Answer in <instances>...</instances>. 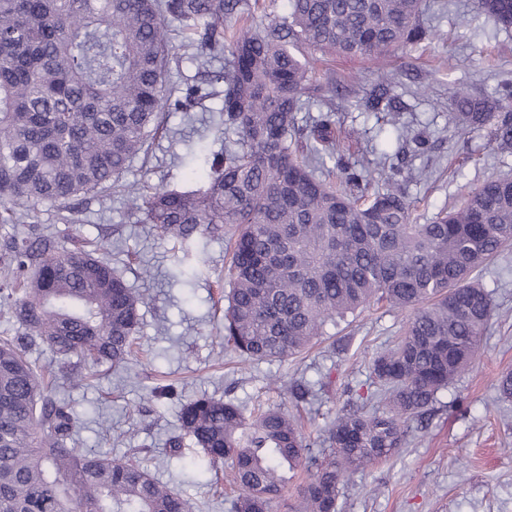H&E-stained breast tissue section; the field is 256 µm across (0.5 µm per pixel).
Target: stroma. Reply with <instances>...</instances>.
I'll return each instance as SVG.
<instances>
[{"label":"stroma","instance_id":"obj_1","mask_svg":"<svg viewBox=\"0 0 512 512\" xmlns=\"http://www.w3.org/2000/svg\"><path fill=\"white\" fill-rule=\"evenodd\" d=\"M423 24L428 39L379 60L307 55L316 83L333 79L346 88L334 108L343 127L356 132L347 141L354 157L398 147L397 131L355 107L378 72L391 76L393 93L406 102L409 130L429 129L431 152L402 160L404 170L417 175L407 192L420 224L484 179L512 175V154L498 152L486 131L456 128L452 97L460 87L489 92L512 81V31L478 14L476 0H426ZM219 106L215 98L189 112L169 113L167 134L154 141L147 158L133 159L125 180L194 185L191 166L203 152L224 147ZM34 221L53 233L61 248H72L81 238L102 241L105 256L145 299L130 363L93 368L74 357L69 367L83 376V384L61 378L53 385L52 398L65 401L75 415L78 447L135 455L187 498L193 512H229L234 487L229 471H213L192 442L171 452L168 441L179 431V411L187 401L206 395L249 412L260 404L277 405L301 415L314 437L346 401L378 409L368 362L398 337L406 312L375 304L352 323L330 328L328 340L299 358L240 367L233 353L220 349L225 239L181 244L155 225L135 222L125 198L109 191L42 207ZM480 279L497 305L482 337L480 363L440 396L425 424L410 422L399 452L341 486V512H512V402H501L496 390L498 377L512 371V246ZM300 380L317 386L314 399L296 400L293 386Z\"/></svg>","mask_w":512,"mask_h":512}]
</instances>
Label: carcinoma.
<instances>
[{"mask_svg": "<svg viewBox=\"0 0 512 512\" xmlns=\"http://www.w3.org/2000/svg\"><path fill=\"white\" fill-rule=\"evenodd\" d=\"M422 6L288 0L286 16L263 23L244 0H0V224L112 188L126 192L137 221L183 244L224 229L233 240L224 340L244 363L295 359L327 325L374 301L410 312L396 344L368 364L385 411L337 414L322 462L279 407L248 418L205 395L182 405L169 448L187 436L210 465H229L238 487L230 512H272L288 475L309 467L293 512H338L339 486L396 454L409 420L431 414L482 356L495 303L475 275L512 244V177H490L416 224L412 174L386 152L354 159L327 98L311 124L298 121L311 99L303 52L384 56L425 38ZM476 6L512 29V0ZM172 27L181 47L200 50L202 67L222 56L224 68L175 85ZM389 85L378 76L357 106L397 129ZM218 97L236 139L205 158L199 186L146 193L122 183L168 109ZM455 102L460 125L512 153V81L482 97L459 89ZM328 168L341 186L322 178ZM103 249H60L39 225L3 241V301L23 333L0 338V512H192L136 458L70 445L73 413L48 397L27 359L39 341L62 365L73 356L128 363L141 299Z\"/></svg>", "mask_w": 512, "mask_h": 512, "instance_id": "obj_1", "label": "carcinoma"}]
</instances>
